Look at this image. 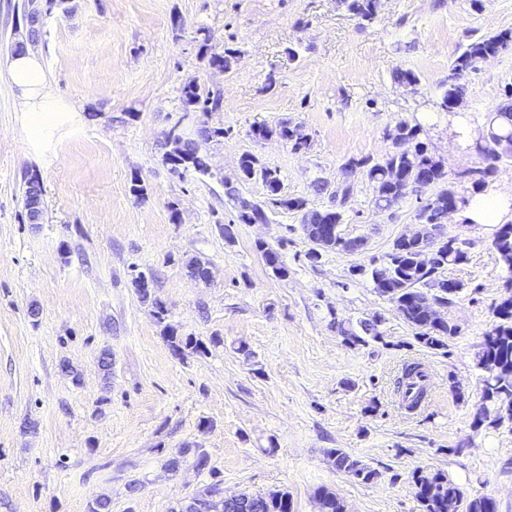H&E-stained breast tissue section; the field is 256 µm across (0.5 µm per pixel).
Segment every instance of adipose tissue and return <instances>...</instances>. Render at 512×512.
Here are the masks:
<instances>
[{"label":"adipose tissue","instance_id":"ef3b65f1","mask_svg":"<svg viewBox=\"0 0 512 512\" xmlns=\"http://www.w3.org/2000/svg\"><path fill=\"white\" fill-rule=\"evenodd\" d=\"M7 74L18 99V109L27 116L21 126L25 138L38 136L59 113L71 111V104L53 91L40 57L30 48L12 55ZM511 215L512 187H504L470 195L459 218L470 224L495 226L504 223Z\"/></svg>","mask_w":512,"mask_h":512}]
</instances>
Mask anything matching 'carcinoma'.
Instances as JSON below:
<instances>
[{
    "label": "carcinoma",
    "mask_w": 512,
    "mask_h": 512,
    "mask_svg": "<svg viewBox=\"0 0 512 512\" xmlns=\"http://www.w3.org/2000/svg\"><path fill=\"white\" fill-rule=\"evenodd\" d=\"M348 10L365 22L374 20L379 0H343ZM512 45V30L492 36H479L465 45L462 52L448 65V84L440 92V109L450 111L463 100L464 75L477 68V64L500 53ZM201 54L208 66L232 68L236 51L226 48L216 52L209 45V39L203 38ZM183 111L199 112L207 117L222 111L223 93L219 88L203 89L196 84H187L181 89ZM171 132L177 134V140H167L169 150L165 161L171 170L178 174L197 173L204 175L208 170L206 158L194 149L195 139L178 133V127ZM256 139L278 136L294 151L309 146V137L299 125L281 121L274 126L259 125L252 129ZM388 137L407 142V151H393L381 161L370 159H350L342 165L344 184L340 190L330 193L336 204L314 210L308 207V201L302 197H288L281 194V182L277 171L261 164L259 159L246 153L240 157L235 181H224L227 195L235 202V223L250 224L259 218L268 217V211L281 208L299 212L309 226L302 227L306 238L318 251L336 250L355 253L364 249V238H346L342 236L340 225L343 221L342 208L350 195L349 180L360 173L372 183L375 205L380 210H389L409 195L416 196L419 206L416 220L419 224H428L438 229L448 222V206L463 208L468 197L459 195L453 184L447 183V173L443 162L436 157L424 140V130L418 124L407 121L398 122ZM479 162L464 168L455 174V180L469 185L472 192L484 190L496 176L499 165L512 160V85L504 90L495 112L488 116L487 135L474 143ZM261 180L267 190V200L258 203L243 197L238 185L252 180ZM430 195H425L426 191ZM493 247L502 268L511 277L506 288H512V224L498 225ZM266 266L280 278L288 277V267L281 254L262 241L255 243ZM416 244L401 237L395 239L391 251L380 263L370 264V268L358 269L367 272L376 292L390 301L400 316L415 330L416 339L431 349L447 347L445 339L458 334V327L449 321L436 320L431 313L435 305L453 303L462 285L440 277V270L450 264H460L467 258L463 242L458 237L447 238L438 246L432 263L423 265L418 259ZM146 279L142 274L133 278V284L144 301L151 302L152 313L161 326V335L175 356L183 359L191 355L205 356L210 347L221 344V339L213 336L209 342L179 332L177 327L167 322V309L157 300L151 299L150 289L141 286ZM496 323L484 337L478 353L477 366L484 371L482 379V409L476 414L474 423L478 426L496 425L502 419V413L512 414V294L505 297L494 308ZM383 323L380 316L360 321L362 333L344 321H336V329L348 345L366 344L362 335L374 340L381 338L379 327ZM194 466L209 469L211 481L193 494L181 500L172 508V512H196L182 507L184 503L197 502L204 505L202 512H292V501L287 492L270 491L264 495L240 494L237 500L229 502L213 498L215 488L222 484L219 473L209 466L206 452L194 449ZM329 456L337 469L343 470L363 483H371L377 473L370 467L352 458L340 448H333ZM414 496L422 512H497L494 499L482 496L464 500V494L441 471L416 469L411 477ZM321 512H345L343 500L336 492L321 487L317 490Z\"/></svg>",
    "instance_id": "carcinoma-1"
}]
</instances>
